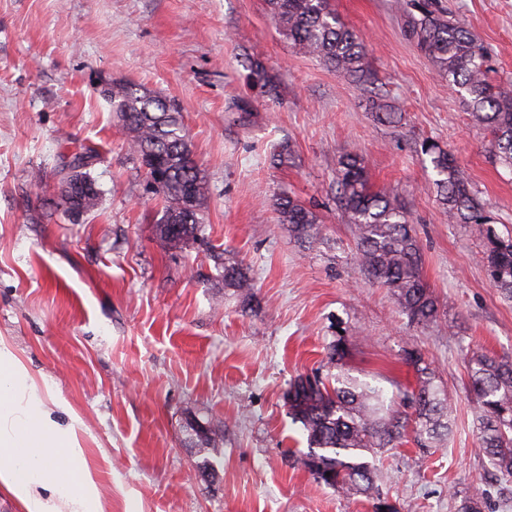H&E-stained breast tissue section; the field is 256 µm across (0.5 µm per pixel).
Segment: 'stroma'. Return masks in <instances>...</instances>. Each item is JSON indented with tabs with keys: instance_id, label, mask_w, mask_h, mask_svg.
I'll return each instance as SVG.
<instances>
[{
	"instance_id": "1",
	"label": "stroma",
	"mask_w": 512,
	"mask_h": 512,
	"mask_svg": "<svg viewBox=\"0 0 512 512\" xmlns=\"http://www.w3.org/2000/svg\"><path fill=\"white\" fill-rule=\"evenodd\" d=\"M436 3L487 47L492 79L512 83V0ZM330 4L366 45L365 82L300 54L266 0H0V336L79 416L105 512H372L297 464L307 437L284 400L340 330L351 376L398 396L416 384L404 362L415 350L448 393L446 447L409 441L375 461L398 512H454L455 490L486 493L485 512H512V481L488 467L467 376L471 352L512 356V299L486 277L482 236L449 223L421 144L454 153L503 238L512 170L491 161L484 127L408 37L395 0ZM254 58L276 94L252 85ZM108 83L144 86L182 113L209 182L205 238L251 266L252 306L225 298L202 249L156 236L162 205L100 94ZM371 97L401 122H378ZM240 98L251 102L247 126L232 110ZM280 142L291 157L274 168L268 150ZM82 147L96 156L100 201L76 220L49 201ZM351 151L407 212L443 304L437 324L410 325L353 263L336 203V164ZM282 192L317 213L321 241L289 237L272 206ZM190 415L220 435L214 476L184 443Z\"/></svg>"
}]
</instances>
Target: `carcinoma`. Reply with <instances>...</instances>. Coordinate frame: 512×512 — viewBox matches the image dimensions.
<instances>
[{"label":"carcinoma","instance_id":"cac0c4a2","mask_svg":"<svg viewBox=\"0 0 512 512\" xmlns=\"http://www.w3.org/2000/svg\"><path fill=\"white\" fill-rule=\"evenodd\" d=\"M272 18L300 53L347 77L364 74L365 45L329 7V0H267ZM407 30L442 78L462 93L472 116L488 130L489 152L512 169V84L493 85L488 80L487 53L479 38L431 0H411L403 7ZM250 70L262 88L275 90L263 61H251ZM104 96L122 121L129 151L154 177L164 211L156 233L173 248L204 240V212L208 181L194 158L182 116L166 98L135 85H117ZM437 176L440 203L448 220L456 224L490 223L472 189L469 176L452 154L432 141L422 144ZM94 159L85 148L74 153L72 174L66 184L94 185L85 168ZM95 192L77 201L63 194L61 203L72 215L93 210ZM336 201L354 225L357 245L354 259L373 283L390 291L408 321L430 326L439 317V301L422 275L420 244L406 213L393 193L370 184L362 155L346 153L336 168ZM280 223L300 243L322 237L317 214L287 195L273 199ZM482 262L493 287L512 299V241L486 231ZM224 271V287L251 301L254 279L249 267L225 252L211 254ZM347 352L346 338L329 343L328 362L339 364ZM405 361L418 376V386L404 391L400 407L383 390L338 374L329 382L319 372L303 373L288 383L284 399L294 422L307 434L308 451L297 463L314 478L348 495L368 499L373 512H397L386 493L374 481L369 458L402 443L410 423H415L419 448H438L448 443L453 423L448 396L435 383L431 365L416 352ZM469 392L477 404V429L489 464L504 476H512V357L474 352L468 360ZM187 442L208 449L215 442L211 429L186 423ZM456 512H483L484 497L452 493Z\"/></svg>","mask_w":512,"mask_h":512}]
</instances>
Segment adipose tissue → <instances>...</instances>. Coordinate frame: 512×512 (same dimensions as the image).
I'll use <instances>...</instances> for the list:
<instances>
[{
  "mask_svg": "<svg viewBox=\"0 0 512 512\" xmlns=\"http://www.w3.org/2000/svg\"><path fill=\"white\" fill-rule=\"evenodd\" d=\"M83 458L79 418L62 422L45 409L36 379L0 336V490L23 512H103Z\"/></svg>",
  "mask_w": 512,
  "mask_h": 512,
  "instance_id": "obj_1",
  "label": "adipose tissue"
}]
</instances>
